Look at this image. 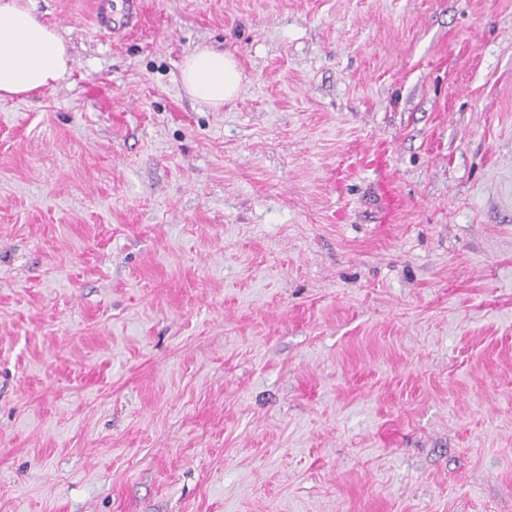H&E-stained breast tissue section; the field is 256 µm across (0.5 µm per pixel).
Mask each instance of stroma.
Instances as JSON below:
<instances>
[{
	"mask_svg": "<svg viewBox=\"0 0 512 512\" xmlns=\"http://www.w3.org/2000/svg\"><path fill=\"white\" fill-rule=\"evenodd\" d=\"M145 3L0 100V512H512V0ZM180 72L187 95L214 110L237 96L242 80L232 55L208 47L186 56Z\"/></svg>",
	"mask_w": 512,
	"mask_h": 512,
	"instance_id": "1",
	"label": "stroma"
}]
</instances>
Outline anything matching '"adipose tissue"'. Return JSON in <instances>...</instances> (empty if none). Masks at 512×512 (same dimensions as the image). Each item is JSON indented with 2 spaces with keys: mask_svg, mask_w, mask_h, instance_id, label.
I'll return each mask as SVG.
<instances>
[{
  "mask_svg": "<svg viewBox=\"0 0 512 512\" xmlns=\"http://www.w3.org/2000/svg\"><path fill=\"white\" fill-rule=\"evenodd\" d=\"M69 70L70 55L57 31L24 0H0V99L38 93ZM180 72L187 95L215 110L237 96L242 80L232 55L207 47L186 56Z\"/></svg>",
  "mask_w": 512,
  "mask_h": 512,
  "instance_id": "ef3b65f1",
  "label": "adipose tissue"
}]
</instances>
